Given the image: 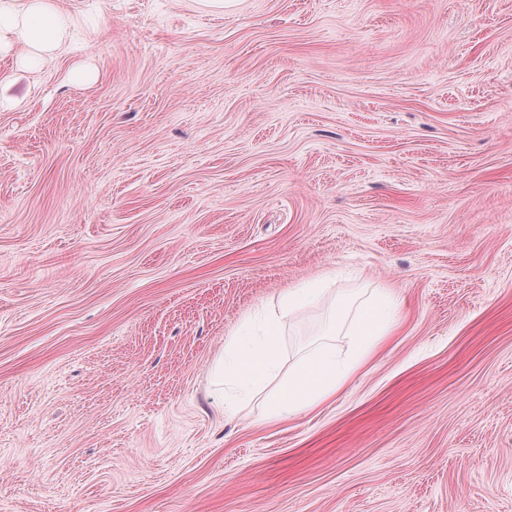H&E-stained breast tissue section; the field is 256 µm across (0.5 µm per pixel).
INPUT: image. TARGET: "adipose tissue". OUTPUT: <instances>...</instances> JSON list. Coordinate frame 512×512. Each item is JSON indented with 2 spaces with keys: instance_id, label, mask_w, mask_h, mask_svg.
<instances>
[{
  "instance_id": "obj_1",
  "label": "adipose tissue",
  "mask_w": 512,
  "mask_h": 512,
  "mask_svg": "<svg viewBox=\"0 0 512 512\" xmlns=\"http://www.w3.org/2000/svg\"><path fill=\"white\" fill-rule=\"evenodd\" d=\"M66 34L53 0H0V52L24 45L29 67H39L47 57L60 52Z\"/></svg>"
}]
</instances>
